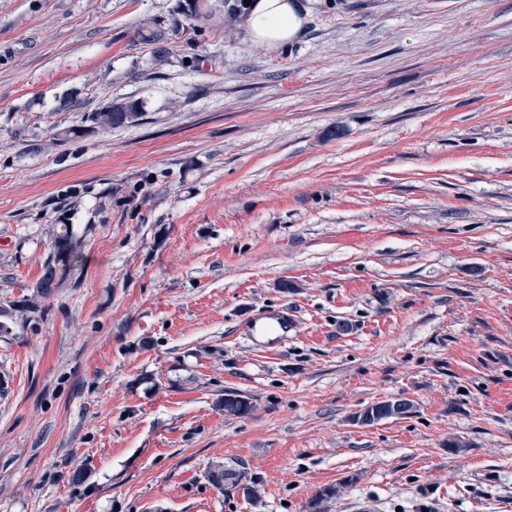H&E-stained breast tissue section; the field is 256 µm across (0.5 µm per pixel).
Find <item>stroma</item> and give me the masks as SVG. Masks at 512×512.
<instances>
[{"label":"stroma","instance_id":"35a3bbf8","mask_svg":"<svg viewBox=\"0 0 512 512\" xmlns=\"http://www.w3.org/2000/svg\"><path fill=\"white\" fill-rule=\"evenodd\" d=\"M301 2L269 49L182 0H0V305L84 242L0 314V512H512V0ZM139 105L136 103L129 105H112L107 107L101 112H94L89 115H93V123L96 127H107V128H120L128 125H133L138 121L142 112H134L136 107ZM86 117V118H87ZM92 124V125H94ZM65 229L54 236L53 251L44 262L33 294L25 299L20 312L35 313L43 299L49 298L62 285L66 271L76 267L82 257L83 243L72 228L64 225ZM288 326V311L262 312L252 319L247 330L250 336L264 335L272 328ZM219 406L225 413L236 417L248 416L254 408L248 397L232 390L224 393V400ZM411 409L412 404L408 400L383 401L365 408L356 416V419L363 416L361 424L370 425L387 417L405 416ZM207 481L217 490L224 493L226 488L242 490V493L251 500L259 498L256 482L251 478L247 480V474L241 471L224 468V464H213L205 473ZM244 480V482H242ZM248 481V482H247Z\"/></svg>","mask_w":512,"mask_h":512}]
</instances>
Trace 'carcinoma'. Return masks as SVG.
<instances>
[{"mask_svg":"<svg viewBox=\"0 0 512 512\" xmlns=\"http://www.w3.org/2000/svg\"><path fill=\"white\" fill-rule=\"evenodd\" d=\"M217 11L223 12L224 21L230 26L237 22L242 23L246 15V0H214L211 4L194 0L189 19L204 24ZM135 109L134 104L116 105L110 112L93 113V123L98 127L107 128L132 125L140 117ZM52 248V253L42 266L41 276L33 294L21 305L23 312H36L41 301L50 297L62 285L66 272L76 267L81 261L83 243L68 226L54 236ZM220 407L225 413L236 417L248 416L253 411L251 400L232 390L224 393V400L220 403ZM411 409L412 404L407 400L383 401L365 408L360 415L363 416L362 424L370 425L387 417L405 416ZM205 478L221 492L231 487L242 491L251 500L259 498L256 482L247 480L246 473L226 469L220 463L211 465L205 473Z\"/></svg>","mask_w":512,"mask_h":512,"instance_id":"carcinoma-1","label":"carcinoma"}]
</instances>
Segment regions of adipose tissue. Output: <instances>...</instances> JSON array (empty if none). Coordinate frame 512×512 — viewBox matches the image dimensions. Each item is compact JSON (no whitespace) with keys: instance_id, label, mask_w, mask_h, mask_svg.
<instances>
[{"instance_id":"obj_1","label":"adipose tissue","mask_w":512,"mask_h":512,"mask_svg":"<svg viewBox=\"0 0 512 512\" xmlns=\"http://www.w3.org/2000/svg\"><path fill=\"white\" fill-rule=\"evenodd\" d=\"M245 24L251 42L277 46L294 40L303 27L299 0H250Z\"/></svg>"}]
</instances>
